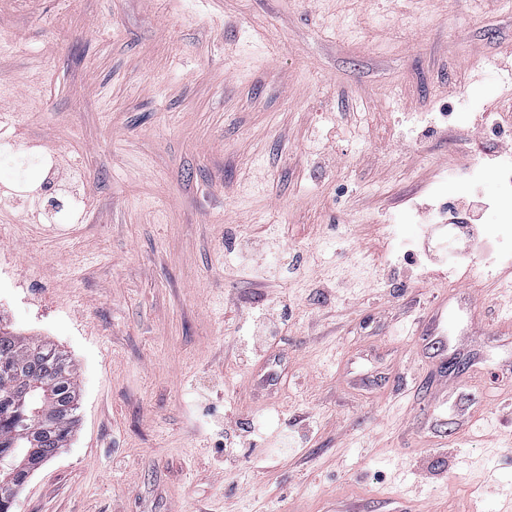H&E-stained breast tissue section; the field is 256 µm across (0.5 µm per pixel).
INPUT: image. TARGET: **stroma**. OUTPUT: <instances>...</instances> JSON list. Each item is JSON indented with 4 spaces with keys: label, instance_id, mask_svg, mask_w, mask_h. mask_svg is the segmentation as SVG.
Here are the masks:
<instances>
[{
    "label": "stroma",
    "instance_id": "1",
    "mask_svg": "<svg viewBox=\"0 0 512 512\" xmlns=\"http://www.w3.org/2000/svg\"><path fill=\"white\" fill-rule=\"evenodd\" d=\"M511 51L512 0H0V323L81 387L15 512H512Z\"/></svg>",
    "mask_w": 512,
    "mask_h": 512
}]
</instances>
